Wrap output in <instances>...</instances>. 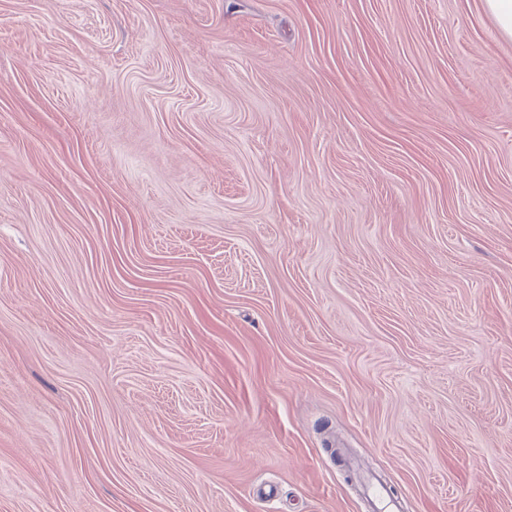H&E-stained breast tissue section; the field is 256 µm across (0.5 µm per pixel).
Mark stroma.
Instances as JSON below:
<instances>
[{
    "label": "stroma",
    "instance_id": "stroma-1",
    "mask_svg": "<svg viewBox=\"0 0 512 512\" xmlns=\"http://www.w3.org/2000/svg\"><path fill=\"white\" fill-rule=\"evenodd\" d=\"M512 512V38L485 0H0V512Z\"/></svg>",
    "mask_w": 512,
    "mask_h": 512
}]
</instances>
